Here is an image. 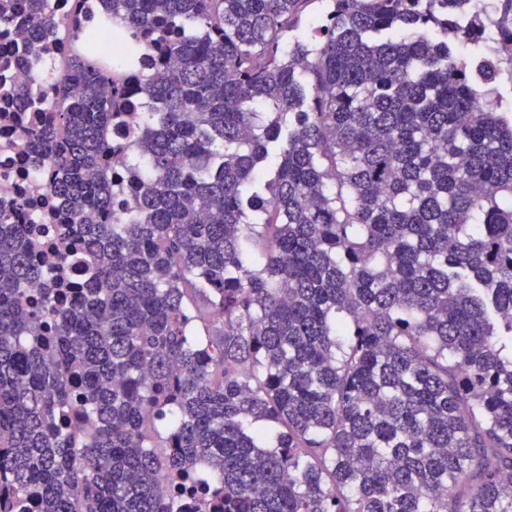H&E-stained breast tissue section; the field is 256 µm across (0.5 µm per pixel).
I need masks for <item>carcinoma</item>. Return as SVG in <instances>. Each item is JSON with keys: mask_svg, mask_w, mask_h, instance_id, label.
<instances>
[{"mask_svg": "<svg viewBox=\"0 0 512 512\" xmlns=\"http://www.w3.org/2000/svg\"><path fill=\"white\" fill-rule=\"evenodd\" d=\"M112 0L130 54L7 98L89 277L0 211V512H512V119L463 0ZM28 0L15 61L45 60ZM472 65L456 64L459 47ZM146 50L152 70L121 71ZM140 112L136 143L104 131ZM124 169L117 189L107 161Z\"/></svg>", "mask_w": 512, "mask_h": 512, "instance_id": "cac0c4a2", "label": "carcinoma"}]
</instances>
